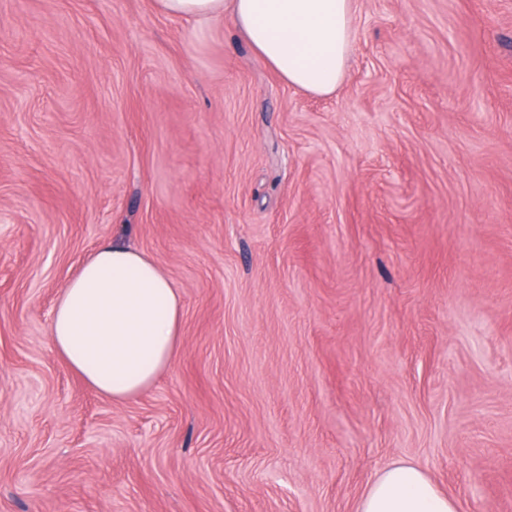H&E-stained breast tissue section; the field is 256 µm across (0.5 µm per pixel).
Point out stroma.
I'll return each mask as SVG.
<instances>
[{
	"instance_id": "stroma-1",
	"label": "stroma",
	"mask_w": 512,
	"mask_h": 512,
	"mask_svg": "<svg viewBox=\"0 0 512 512\" xmlns=\"http://www.w3.org/2000/svg\"><path fill=\"white\" fill-rule=\"evenodd\" d=\"M284 83L232 15L0 0V512H354L393 461L512 512V0H354ZM178 288L115 403L56 354L100 244Z\"/></svg>"
}]
</instances>
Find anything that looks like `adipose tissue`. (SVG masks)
<instances>
[{"label":"adipose tissue","mask_w":512,"mask_h":512,"mask_svg":"<svg viewBox=\"0 0 512 512\" xmlns=\"http://www.w3.org/2000/svg\"><path fill=\"white\" fill-rule=\"evenodd\" d=\"M183 18L232 13L258 57L288 84L332 93L342 79L352 40L353 0H157ZM181 295L160 266L139 249L97 247L60 292L50 336L68 367L115 403L155 384L182 339ZM355 512H461L418 465L382 469Z\"/></svg>","instance_id":"1"}]
</instances>
